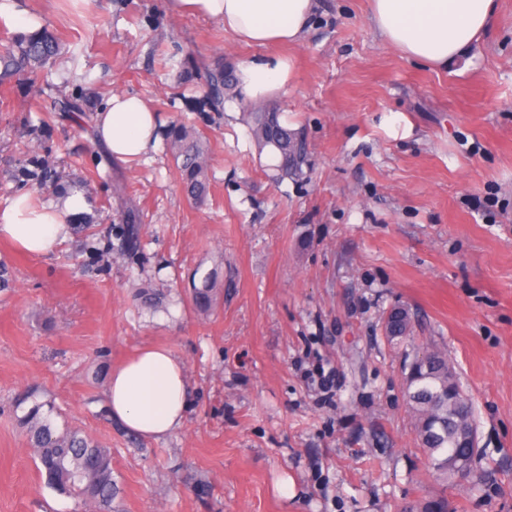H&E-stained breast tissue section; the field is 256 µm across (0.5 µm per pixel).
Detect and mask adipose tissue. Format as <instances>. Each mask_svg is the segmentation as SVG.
Returning <instances> with one entry per match:
<instances>
[{
    "label": "adipose tissue",
    "instance_id": "ef3b65f1",
    "mask_svg": "<svg viewBox=\"0 0 512 512\" xmlns=\"http://www.w3.org/2000/svg\"><path fill=\"white\" fill-rule=\"evenodd\" d=\"M175 12H190L223 24L246 45L293 43L309 30L318 0H168ZM496 8L495 0H372V20L382 38L405 55L443 68L478 42ZM292 59L269 55L241 61L237 89L244 102L258 104L293 78ZM96 134L115 159L131 162L157 147L160 118L139 95L112 94L96 116ZM89 208L72 191L38 204L29 194L0 209V239L47 256L70 236L71 224ZM191 387L182 361L166 347H147L112 368L105 400L113 419L129 432L160 439L179 429Z\"/></svg>",
    "mask_w": 512,
    "mask_h": 512
}]
</instances>
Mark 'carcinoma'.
Instances as JSON below:
<instances>
[{"instance_id":"1","label":"carcinoma","mask_w":512,"mask_h":512,"mask_svg":"<svg viewBox=\"0 0 512 512\" xmlns=\"http://www.w3.org/2000/svg\"><path fill=\"white\" fill-rule=\"evenodd\" d=\"M64 53L62 40L46 28L27 34H15L0 47V87L24 81L39 99L42 112H57L65 118H83L104 106L99 92L75 84L65 91L40 80V72ZM235 89L234 68L219 58L205 68L202 99L214 112L224 109V100ZM252 131L260 148H270L276 155V170L283 176L301 177L310 165L309 142L300 130H292L275 109L250 113ZM176 161L187 197L194 202L205 199L208 190V165L204 140L199 132L181 123L164 129ZM34 166L31 172L28 166ZM22 176L36 177L43 183L55 175L45 162L36 158L24 161ZM127 224L124 243L128 250L139 244L142 223L140 211L128 208L123 214ZM414 317L404 305H394L386 312L382 327L392 346L410 344L404 362L416 361L413 372L405 376V395L415 417L417 447L427 456L434 472L454 480L448 472V459L469 455L477 462L478 449L470 447L461 428L472 421V404L462 390L448 360L440 349H428L410 343ZM30 403L17 417L18 424L35 451L36 468L47 488L94 507V512H114L113 502L121 493L112 469V451L90 435L67 426L58 428L54 405L28 393L20 404Z\"/></svg>"}]
</instances>
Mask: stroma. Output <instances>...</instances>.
I'll list each match as a JSON object with an SVG mask.
<instances>
[{"mask_svg":"<svg viewBox=\"0 0 512 512\" xmlns=\"http://www.w3.org/2000/svg\"><path fill=\"white\" fill-rule=\"evenodd\" d=\"M319 4L305 37L282 47L294 78L268 101L304 129L311 165L276 181L249 104L210 111L180 66L270 48L167 0H15L69 49L46 80L135 93L163 123L200 129L210 193L187 201L168 144L122 162L92 118L40 111L22 84L0 91V208L64 186L90 203L53 255L0 240V512H84L45 486L16 426L30 389L111 448L117 512H404L440 496L448 512H512V0L444 69L387 44L370 0ZM175 47L179 63L162 66L155 49ZM32 154L57 183L14 178ZM127 205L143 213L131 254ZM209 275L221 294L202 314L191 293ZM398 304L473 403L481 480L428 472L404 350L381 329ZM146 345L171 348L193 390L183 426L158 440L103 417L112 366Z\"/></svg>","mask_w":512,"mask_h":512,"instance_id":"obj_1","label":"stroma"}]
</instances>
